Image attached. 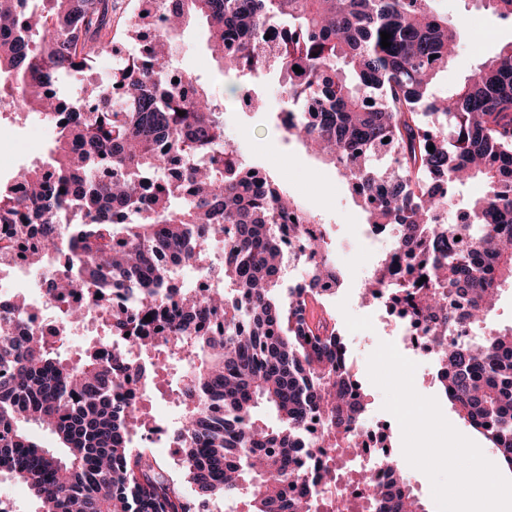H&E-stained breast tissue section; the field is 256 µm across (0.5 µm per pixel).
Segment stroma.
<instances>
[{
  "mask_svg": "<svg viewBox=\"0 0 512 512\" xmlns=\"http://www.w3.org/2000/svg\"><path fill=\"white\" fill-rule=\"evenodd\" d=\"M435 7L441 15L447 16L449 24L463 29L452 62L437 76L436 82L441 88L456 86L480 62L502 45L512 42V23L482 11L475 0H435ZM475 15L482 16L484 24L494 33L493 38L477 50L471 45L468 28ZM179 34L183 46L178 58L179 67L199 77L204 86L223 93L224 79L211 57L204 22H190L180 29ZM112 36L114 50L104 51L94 68L83 74L80 81L65 85V95L79 96L84 82L108 80L113 70L121 68L125 58L135 52L138 42L127 36L124 27L114 28ZM278 79L279 72L273 67L267 70L264 81L255 86L258 97L265 104L264 109L242 112L237 110L234 100L225 101L224 134L264 167L317 222L325 225L330 251L344 278L340 294L328 302L327 308L338 326L360 321L365 328L364 335L347 341L351 349V371L361 384L376 421L390 422L392 453L399 460L414 494L426 512H437L428 477L404 461L401 428L399 424L391 423L390 413L383 408L384 394L368 377V358L379 343L386 340L387 334L379 325L377 315L363 307L358 297L360 288L380 258L379 253L369 250L360 235L366 215L334 167L323 164L298 144L288 141L285 133L274 126L271 115L281 105ZM54 139L55 130L48 121L31 118L28 112L13 106L0 108V144L5 147V156L0 159V182H10L13 175L43 160ZM185 371L184 363L175 359L169 362L167 370L159 372L155 388L144 399L139 424H148L173 409L175 391L182 387Z\"/></svg>",
  "mask_w": 512,
  "mask_h": 512,
  "instance_id": "35a3bbf8",
  "label": "stroma"
}]
</instances>
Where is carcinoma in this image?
Here are the masks:
<instances>
[{"instance_id": "carcinoma-1", "label": "carcinoma", "mask_w": 512, "mask_h": 512, "mask_svg": "<svg viewBox=\"0 0 512 512\" xmlns=\"http://www.w3.org/2000/svg\"><path fill=\"white\" fill-rule=\"evenodd\" d=\"M479 2L512 21V0ZM146 3L153 32L132 63L67 107L50 86L60 73L89 71L112 45L119 0H0V95L43 115L57 134L49 162L0 187V249L33 266L68 254L49 288L66 305L58 341L95 309L113 336L131 331L141 351L186 364L178 398L188 410L176 436L183 462L169 472L132 447L118 357L95 347L76 361L62 357L25 327L30 314L19 302L0 314V473L26 482L43 512H197L179 490L184 482L222 496L228 512L240 503L246 512L338 510L307 485L303 455L316 447L330 452L326 461L342 460L368 403L333 317L309 318L310 305H324L314 287L334 278L329 244L322 233L305 236L302 225L314 220L224 139L221 97L173 66L176 33L193 18L206 22L229 91L254 95L252 79L277 66V127L323 149L368 223L402 228L399 277L381 260L362 296L384 295L399 315L430 325L439 394L512 467V326L486 325L512 285V42L438 96L434 79L453 59L458 30L433 0ZM271 26L281 28L279 52L266 58L258 44ZM382 31L391 34L387 48ZM199 154L207 165H196ZM476 177L487 191L464 205L472 223L437 230L431 212ZM287 225L317 257L306 288L283 287ZM462 235L467 249L454 241ZM218 239L230 288L197 295L176 286L177 269L206 261ZM90 287L124 291L129 309L80 297ZM158 309L152 327L143 316ZM477 323L481 337L448 344L450 328ZM262 408L276 422H265ZM314 419L321 432L310 440ZM34 426L56 447L37 442ZM387 464L388 485L354 470L370 492L366 510L385 501V512H425L397 460Z\"/></svg>"}]
</instances>
